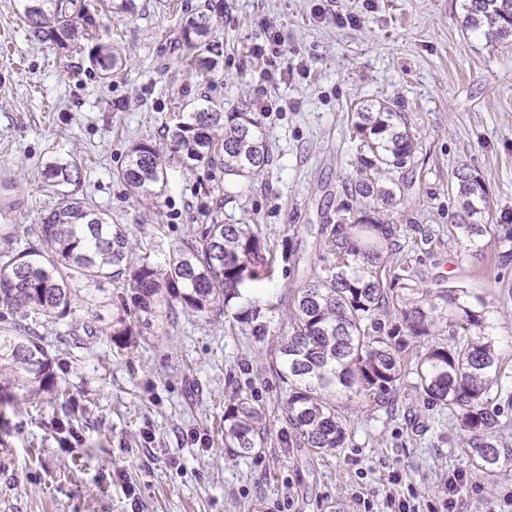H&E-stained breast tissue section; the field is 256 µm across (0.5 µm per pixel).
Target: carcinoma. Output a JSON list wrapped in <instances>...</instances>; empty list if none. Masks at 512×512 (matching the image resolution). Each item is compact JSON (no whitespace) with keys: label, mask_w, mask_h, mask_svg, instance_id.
<instances>
[{"label":"carcinoma","mask_w":512,"mask_h":512,"mask_svg":"<svg viewBox=\"0 0 512 512\" xmlns=\"http://www.w3.org/2000/svg\"><path fill=\"white\" fill-rule=\"evenodd\" d=\"M29 39L51 41L65 51H87L103 82L119 77L123 51L97 22L90 0H20ZM465 28L498 42L512 40V0H464ZM212 17L199 13L182 35L195 75L209 81L223 55V43L209 39ZM361 177L348 194L359 209L342 215L327 230L325 245L336 262L300 289L288 336L268 366L288 386L285 419L295 443L316 454L345 447L349 437L342 410L365 397L380 402L402 378L409 339L433 335L437 319L448 316V343L435 342L411 357L416 389L429 403L455 411L468 435L478 472L494 477L512 465V447L502 440L501 408L494 400L512 396L502 388V367L489 303L466 288L398 286L387 279L385 260L390 224L376 217L390 205L396 187L376 175L403 168L418 143L390 102L357 113ZM223 171L229 182L250 179L270 162L269 143L258 113L225 112L215 106L188 113L171 134L170 154L147 143L132 146L117 176L130 193L157 199L168 184L173 161ZM460 205L451 233L465 249L480 252L494 239L512 258V224H486L489 200L482 181L462 166L453 172ZM43 181L62 195L58 207L39 224H1L0 242V393L15 401L54 387L52 357L39 336L41 320L68 316L86 287L106 284L116 292L112 342L127 349L175 305L206 316L241 300L233 319L259 336L265 332L259 297L245 298L246 287L269 275L270 264L249 224H226L215 215L198 238L170 253L156 266L133 258L123 229L94 203L74 197L68 187L82 179L73 158H54L41 169ZM398 310L406 333L385 329L380 316ZM263 413L248 393L239 391L224 409V447L245 457L261 447Z\"/></svg>","instance_id":"carcinoma-1"}]
</instances>
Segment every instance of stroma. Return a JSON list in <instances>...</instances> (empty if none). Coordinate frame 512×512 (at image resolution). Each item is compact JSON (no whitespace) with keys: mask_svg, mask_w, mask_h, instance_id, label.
Masks as SVG:
<instances>
[{"mask_svg":"<svg viewBox=\"0 0 512 512\" xmlns=\"http://www.w3.org/2000/svg\"><path fill=\"white\" fill-rule=\"evenodd\" d=\"M208 2L135 0L133 14L108 20L127 58L109 85L86 53L28 39L19 0H0V224L40 223L61 199L41 168L71 157L83 166L77 197L123 227L135 256L162 262L210 211L255 225L273 257L261 336L228 311H180L120 352L107 291L42 322L55 390L0 403V512H390V495L443 512L457 472L466 483L456 512H512V468L478 475L455 413L428 405L413 374L386 403L346 408V446L320 456L295 444L286 387L266 361L299 289L325 265V226L353 203L354 115L387 100L418 142L414 161L389 174L401 192L383 215L394 228L387 268L414 288L461 286L493 301L512 386V260L493 242L471 255L449 232L452 173L463 164L485 185L492 222H512V42L467 30L462 0H224L211 34L224 54L207 82L181 35ZM272 29L285 76L268 81L251 49ZM261 94L281 106L260 115L274 160L245 187L217 169L177 166L153 200L117 179L133 144L168 152L183 113L207 100L235 112ZM77 346L82 362L68 363ZM238 389L265 413L264 440L246 457L224 446V408Z\"/></svg>","mask_w":512,"mask_h":512,"instance_id":"obj_1","label":"stroma"}]
</instances>
